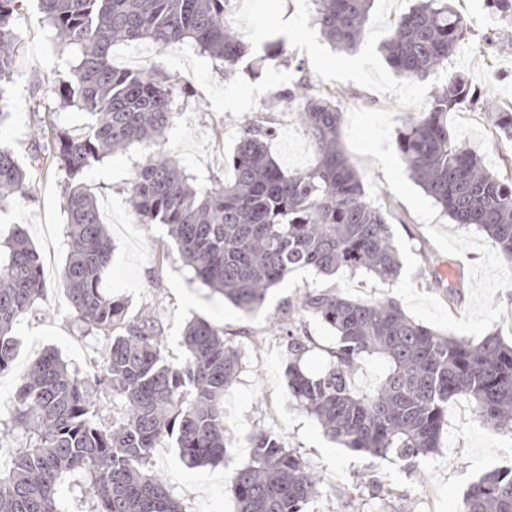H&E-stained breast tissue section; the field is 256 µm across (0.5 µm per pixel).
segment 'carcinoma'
I'll list each match as a JSON object with an SVG mask.
<instances>
[{
	"label": "carcinoma",
	"instance_id": "obj_1",
	"mask_svg": "<svg viewBox=\"0 0 512 512\" xmlns=\"http://www.w3.org/2000/svg\"><path fill=\"white\" fill-rule=\"evenodd\" d=\"M18 2L0 0V81L19 50L12 24ZM39 2L60 43L78 54L70 80L58 86L59 99L90 118L78 136L51 120V112L40 119L38 162L67 174L69 252L59 284L73 316L106 348L90 376L69 370L53 351L22 376L13 423L23 441L0 453V512H66L59 490L71 478L97 503L94 512H182L148 469L150 456L167 437L191 469L229 459L234 443L224 433V393L238 377L241 356L221 329L195 319L184 328L185 358L173 364L159 313L127 316L123 299L105 287L111 238L83 182L85 170L140 146L143 162L125 190L131 211L144 224L166 225L195 279L245 313L261 310L269 291L299 269L397 279L401 262L389 213L367 199L344 150L336 95L313 94L303 81L276 95L295 105L313 142L314 163L303 170L287 173L274 160L268 149L274 128L263 117L245 124L230 161L232 179L224 183H198L164 149L187 85L153 70H116L113 47L143 39L160 49L188 45L232 72L249 45L227 19L231 0ZM312 2L326 39L340 50L355 49L374 0ZM468 34L453 0H421L397 22L383 46L386 61L406 79L438 77L428 108L405 121L397 148L406 170L450 220L487 235L512 262V184L452 137L444 121L468 104L512 138V112L492 110L487 92L448 73V57ZM27 198L26 170L0 143V208ZM43 289L32 242L18 232L1 243L0 372L15 358V323ZM307 316L334 333L333 347H321L302 329ZM274 328L289 395L327 439L345 448L411 466L440 447L448 402L456 398L467 399L489 428L512 433V346L495 335L477 343L446 336L409 318L392 298L352 300L334 287L288 302ZM318 352L326 361L313 372L306 361ZM366 358L386 367L369 391L353 384ZM106 397L122 406L110 422L99 413ZM247 442L251 463L233 469L226 484L238 512H305L321 486L302 455L264 430L248 434ZM464 512H512V469L472 483Z\"/></svg>",
	"mask_w": 512,
	"mask_h": 512
}]
</instances>
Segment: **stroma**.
Returning a JSON list of instances; mask_svg holds the SVG:
<instances>
[{"label":"stroma","instance_id":"stroma-1","mask_svg":"<svg viewBox=\"0 0 512 512\" xmlns=\"http://www.w3.org/2000/svg\"><path fill=\"white\" fill-rule=\"evenodd\" d=\"M414 0H375L367 34L358 47L333 49L311 24V0H232L229 22L253 47L235 72L189 47L157 50L140 66L190 81L186 108L166 134L165 148L180 158L188 172L224 178L227 156L243 128L272 94L307 80L312 92H338L343 111L341 139L363 177L367 196L391 214L394 242L402 263L390 283L346 272L337 273L338 289L354 300L395 298L405 313L433 330L473 341L496 333L512 345V273L499 249L485 234L451 223L408 176L397 151L403 123L418 116L431 99L434 79L400 78L380 47L392 33L390 18L409 11ZM471 36L448 60V69L462 73L471 85L488 91L500 109L512 105V15L492 12L486 0H455ZM19 39L15 67L0 82L8 115L0 123V143L10 146L28 174L30 200L0 210V242L23 230L35 245L46 288L42 298L15 327L18 348L12 370L0 373V446L19 442L11 411L20 377L46 350H57L70 369L93 371L104 342L75 321L59 289V273L68 255L62 191L65 172L32 162L38 144L33 104L52 112L57 124L80 131L88 117L63 109L54 91L68 80L75 61L62 49L39 10L38 0H23L14 16ZM283 51L280 64L263 61L267 46ZM277 130L269 149L284 170L307 167L314 159L308 136L291 106H277ZM448 131L478 155L499 178L512 180V142L499 137L480 109L448 115ZM136 149L94 163L84 181L95 193L108 224L114 249L107 282L122 296L129 317L159 307L164 320L166 357L182 358L181 333L188 320L207 319L222 328L241 355L242 369L224 396V428L236 440L228 466L190 469L174 439L162 440L148 467L159 475L184 512H236L226 491L230 469L251 459L247 432L264 429L281 436L299 452L322 481L321 494L306 512H462L472 481L483 473L512 468V434L489 429L476 416L456 419V402L439 453L406 468L379 460L326 439L315 419L300 411L288 395L280 340L271 327L278 306L297 300L325 279L307 270L278 285L261 311L244 313L193 278L161 224H143L130 211L124 194ZM456 288L448 296L435 278ZM379 476L390 483L389 501L374 498L367 481Z\"/></svg>","mask_w":512,"mask_h":512}]
</instances>
